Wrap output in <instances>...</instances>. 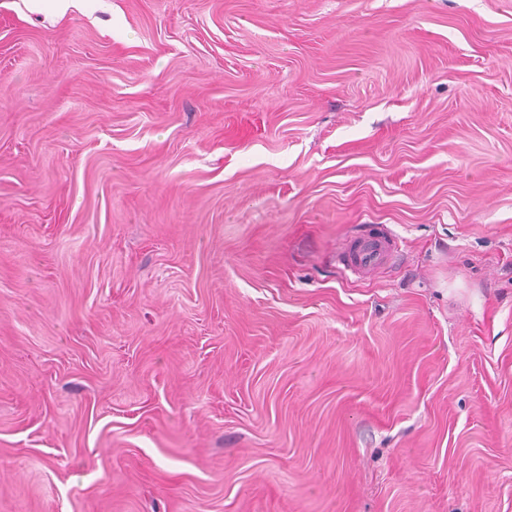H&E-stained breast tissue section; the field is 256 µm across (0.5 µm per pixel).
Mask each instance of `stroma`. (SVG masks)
Listing matches in <instances>:
<instances>
[{"mask_svg": "<svg viewBox=\"0 0 512 512\" xmlns=\"http://www.w3.org/2000/svg\"><path fill=\"white\" fill-rule=\"evenodd\" d=\"M0 512H512V0H0ZM395 254L391 235L384 228L362 234L340 252L338 262L354 275H369L388 263Z\"/></svg>", "mask_w": 512, "mask_h": 512, "instance_id": "stroma-1", "label": "stroma"}]
</instances>
